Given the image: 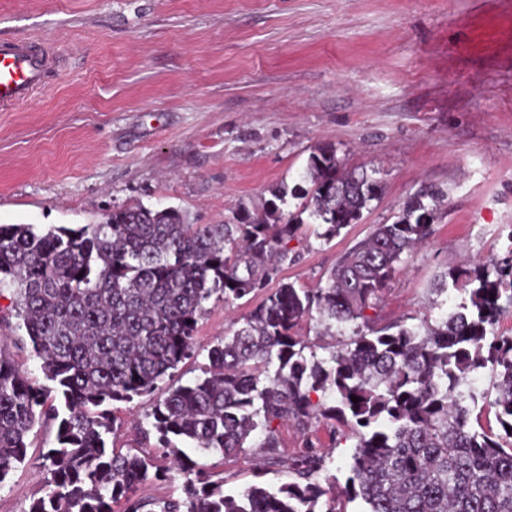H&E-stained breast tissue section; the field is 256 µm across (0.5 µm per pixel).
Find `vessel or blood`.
Returning a JSON list of instances; mask_svg holds the SVG:
<instances>
[{
	"label": "vessel or blood",
	"instance_id": "1",
	"mask_svg": "<svg viewBox=\"0 0 512 512\" xmlns=\"http://www.w3.org/2000/svg\"><path fill=\"white\" fill-rule=\"evenodd\" d=\"M58 59L45 44L21 39L0 41V107L35 97Z\"/></svg>",
	"mask_w": 512,
	"mask_h": 512
}]
</instances>
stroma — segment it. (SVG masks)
Segmentation results:
<instances>
[{
	"label": "stroma",
	"instance_id": "obj_1",
	"mask_svg": "<svg viewBox=\"0 0 512 512\" xmlns=\"http://www.w3.org/2000/svg\"><path fill=\"white\" fill-rule=\"evenodd\" d=\"M25 38L60 66L34 101L0 111V224L77 227L138 203L221 224L295 185L330 146L383 193L335 238L302 224L280 280L323 285L344 252L431 187L446 194L433 233L384 290L378 323H438L468 301L436 293L448 267L512 246V0H0V40ZM204 307L196 357L174 382L197 377L251 309L219 293ZM24 335L1 292L0 344L46 385L31 350L15 346ZM150 406L113 405L118 448L134 445ZM279 432L284 457L314 446L344 483L356 443L346 425ZM55 434L54 423L35 426L25 461L0 483V512L45 495ZM180 447L228 493L290 479L285 467L257 468L253 448L224 459Z\"/></svg>",
	"mask_w": 512,
	"mask_h": 512
}]
</instances>
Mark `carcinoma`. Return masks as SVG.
<instances>
[{"label": "carcinoma", "instance_id": "obj_1", "mask_svg": "<svg viewBox=\"0 0 512 512\" xmlns=\"http://www.w3.org/2000/svg\"><path fill=\"white\" fill-rule=\"evenodd\" d=\"M302 179L310 188L283 184L234 224H191L176 207L143 204L75 229L0 224V289L14 290L16 316L52 383L33 386L0 348V483L25 460L34 427L57 423L54 447L43 455L50 490L27 512H116L120 503L122 512H337L340 497L363 500L366 512H512V335L495 332L512 311V249L448 268L439 290H463L469 304L441 323L359 329L330 360L308 358L301 325L317 320L328 332L368 325L366 311L402 255L431 236L444 194L427 190L392 223L377 225L324 286L281 281L270 291L302 214L329 239L381 195L378 181L346 169L329 146L310 155ZM289 195L301 200L295 214L282 208ZM263 290L243 325L208 350L203 377L170 386L140 427L141 444L177 461L183 497H136L139 483L172 472L108 446L117 431L113 403L156 391L194 355L213 294L228 301ZM487 367L496 393L483 409L495 414L498 433L472 426L463 391ZM319 391L333 404L312 401ZM338 416L356 439L343 487L321 482L326 456L309 450L288 458L291 481L228 494L224 479L182 458L173 443L226 457L257 448L276 465V423L306 431Z\"/></svg>", "mask_w": 512, "mask_h": 512}]
</instances>
